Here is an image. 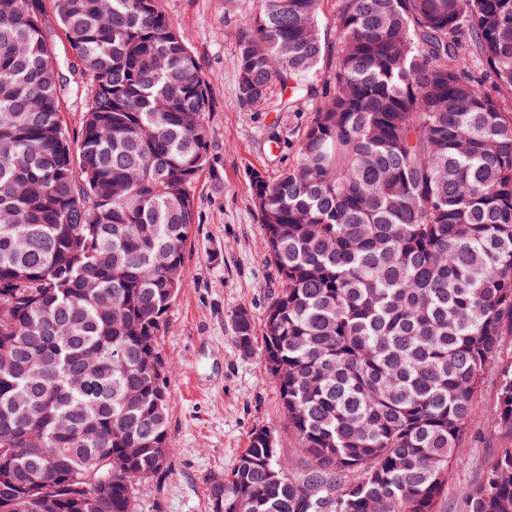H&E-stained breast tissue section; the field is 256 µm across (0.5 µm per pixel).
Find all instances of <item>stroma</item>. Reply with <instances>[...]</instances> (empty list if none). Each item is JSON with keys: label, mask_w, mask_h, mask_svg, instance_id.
<instances>
[{"label": "stroma", "mask_w": 512, "mask_h": 512, "mask_svg": "<svg viewBox=\"0 0 512 512\" xmlns=\"http://www.w3.org/2000/svg\"><path fill=\"white\" fill-rule=\"evenodd\" d=\"M198 58L210 86L206 116L212 154L192 185L196 224L185 255V286L169 313L159 350L168 380L169 467L136 492L135 512H212L208 486L230 477L251 433L273 430L282 457L295 442L276 383L260 349L245 354L234 341L232 314L245 308L262 329L279 276L261 247L264 228L251 201L249 174L276 179L294 155L267 134L276 113L237 101L235 32L225 24L235 0H162ZM489 435L467 434L453 454L441 512H457L463 486L474 483L491 457Z\"/></svg>", "instance_id": "35a3bbf8"}]
</instances>
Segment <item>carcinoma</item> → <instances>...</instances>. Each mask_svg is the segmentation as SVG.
I'll return each mask as SVG.
<instances>
[{"instance_id": "cac0c4a2", "label": "carcinoma", "mask_w": 512, "mask_h": 512, "mask_svg": "<svg viewBox=\"0 0 512 512\" xmlns=\"http://www.w3.org/2000/svg\"><path fill=\"white\" fill-rule=\"evenodd\" d=\"M41 2L0 0V512L39 496L134 512L167 468L149 442L173 452L158 339L185 278L156 256L184 268L210 87L161 0H53L89 87L71 136ZM234 26L240 106L310 112L288 126L295 161L250 174L280 276L262 352L298 461L255 430L214 512L238 495L251 512H439L474 429L499 442L461 512H512V0H336L332 54L322 0H261ZM233 322L252 351L251 315ZM8 448H51L57 472Z\"/></svg>"}]
</instances>
